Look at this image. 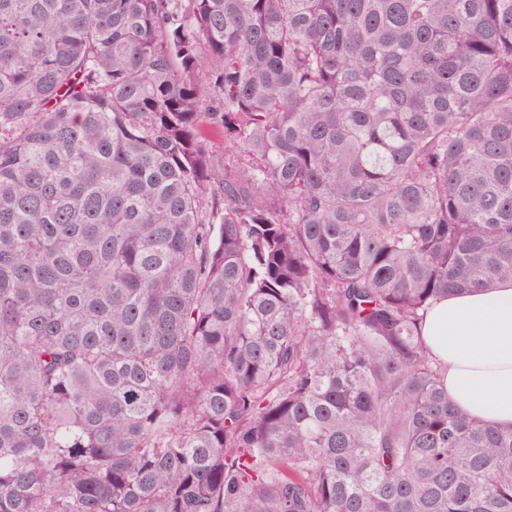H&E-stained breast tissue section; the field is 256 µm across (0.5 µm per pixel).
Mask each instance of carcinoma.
<instances>
[{
  "mask_svg": "<svg viewBox=\"0 0 512 512\" xmlns=\"http://www.w3.org/2000/svg\"><path fill=\"white\" fill-rule=\"evenodd\" d=\"M498 281L512 0H0V512H512ZM424 336L447 370L448 396L486 422L512 425V281L441 301Z\"/></svg>",
  "mask_w": 512,
  "mask_h": 512,
  "instance_id": "1",
  "label": "carcinoma"
}]
</instances>
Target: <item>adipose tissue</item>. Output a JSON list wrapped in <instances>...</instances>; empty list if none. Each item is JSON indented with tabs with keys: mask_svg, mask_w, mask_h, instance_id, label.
Instances as JSON below:
<instances>
[{
	"mask_svg": "<svg viewBox=\"0 0 512 512\" xmlns=\"http://www.w3.org/2000/svg\"><path fill=\"white\" fill-rule=\"evenodd\" d=\"M424 336L446 368L449 397L486 422L512 425V281L441 301Z\"/></svg>",
	"mask_w": 512,
	"mask_h": 512,
	"instance_id": "1",
	"label": "adipose tissue"
}]
</instances>
